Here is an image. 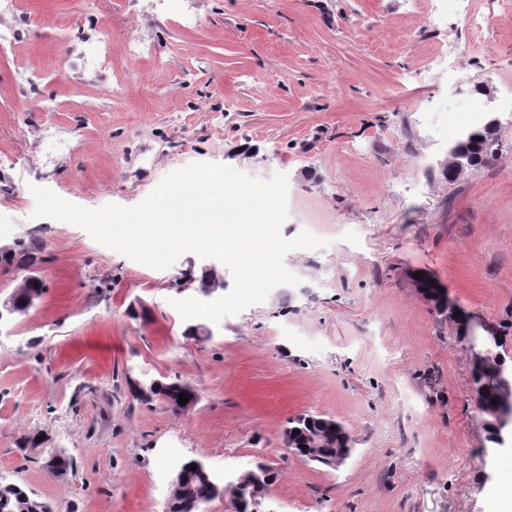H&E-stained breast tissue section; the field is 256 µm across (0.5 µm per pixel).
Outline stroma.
Listing matches in <instances>:
<instances>
[{
    "mask_svg": "<svg viewBox=\"0 0 512 512\" xmlns=\"http://www.w3.org/2000/svg\"><path fill=\"white\" fill-rule=\"evenodd\" d=\"M485 0H15L0 44V248L42 295L0 319V482L50 512H164L178 466L230 478L264 462L260 512H491L512 479L492 447L462 325L502 328L512 356V13L468 30ZM133 42L150 45L143 58ZM109 51L106 69L88 60ZM34 75L18 84V70ZM489 86L491 96L480 92ZM498 119L494 151L456 181L449 147ZM193 163L288 177L284 258L298 286L194 335L177 299L220 261L156 269L83 228L36 218L31 186L97 209L141 203ZM426 274L460 313H436ZM180 380L189 409L133 398L129 379ZM341 423L332 469L288 455L289 418ZM43 437L75 465L23 459Z\"/></svg>",
    "mask_w": 512,
    "mask_h": 512,
    "instance_id": "obj_1",
    "label": "stroma"
}]
</instances>
